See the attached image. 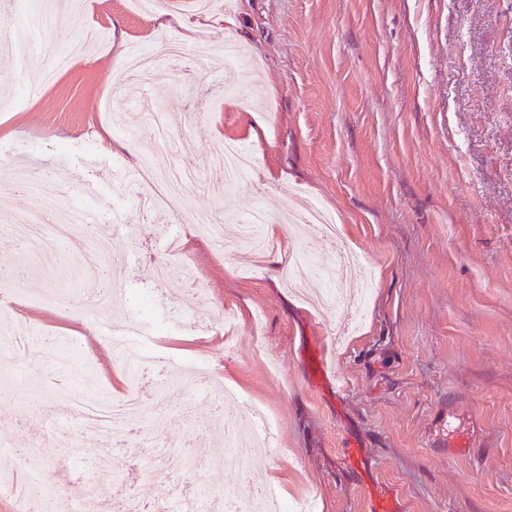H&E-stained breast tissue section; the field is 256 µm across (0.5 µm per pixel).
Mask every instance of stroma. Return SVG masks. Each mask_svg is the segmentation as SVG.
I'll list each match as a JSON object with an SVG mask.
<instances>
[{
  "instance_id": "stroma-1",
  "label": "stroma",
  "mask_w": 512,
  "mask_h": 512,
  "mask_svg": "<svg viewBox=\"0 0 512 512\" xmlns=\"http://www.w3.org/2000/svg\"><path fill=\"white\" fill-rule=\"evenodd\" d=\"M195 23L188 39L163 28L136 0H94L93 20L52 12L43 34L78 41L57 82L38 84L40 57L0 45V311L29 325L0 352V512H144L162 496L192 486L269 485L286 503L314 496L316 512H512V0H158ZM181 40L192 85L179 89L159 66L148 84L122 78L113 45ZM235 71L260 86L258 97L225 92V47ZM208 111L190 112L198 90ZM160 103L164 129L190 140L170 164L218 166L224 142L256 154L251 183L221 189L206 181L181 189L158 217L121 185L165 152L151 125L130 137L113 115L142 97ZM110 130L117 147L103 152ZM65 177L72 201L120 224L107 239L77 231L40 259L23 261L35 196L25 171ZM94 196H85V185ZM261 206L284 227L266 251L239 241L240 215ZM318 206L340 226L324 240L289 212ZM187 210H211L222 239L179 223ZM184 239L169 254L163 239ZM353 248L375 290L361 325L336 337V311L314 308L289 288L295 253L310 252L331 273ZM115 257L88 275L97 252ZM192 266L181 310L171 314L156 280L160 262ZM86 306L107 294L104 316L67 323L46 294ZM154 301L141 314L142 298ZM143 326L144 357L166 355L172 371L194 370L176 406L150 409L143 440L113 446L108 433L83 440L78 419L49 420L58 389L89 394L88 378L120 396L124 370L109 358V338L124 323ZM77 337L67 363L50 352L32 363L27 344L48 330ZM323 352L345 386L318 384L301 347ZM169 371V372H172ZM169 372L144 365L152 394ZM264 416L272 453L247 473L219 467L224 418ZM190 456V472L166 484L149 476V437ZM43 459L40 483L19 461ZM122 472L123 491L94 494L102 461Z\"/></svg>"
}]
</instances>
